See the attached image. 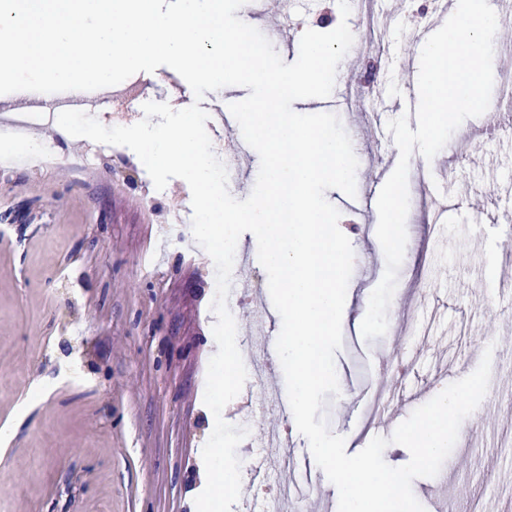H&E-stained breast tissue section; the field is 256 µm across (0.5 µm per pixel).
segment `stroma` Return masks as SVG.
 <instances>
[{"mask_svg":"<svg viewBox=\"0 0 512 512\" xmlns=\"http://www.w3.org/2000/svg\"><path fill=\"white\" fill-rule=\"evenodd\" d=\"M302 29L333 30L336 0H267L250 23L268 32L280 9ZM348 24L356 39L341 60L333 97L355 96L340 121L359 165L356 196L326 197L341 213L354 260L335 353L338 397L323 414L361 451L374 437L393 467L409 451L391 443L396 427L447 385L474 371L485 348L492 365L512 361V290L490 286L512 274L501 252L512 244V135H484L466 119L444 148L408 168L407 243L384 336L367 340L361 323L386 260L377 238V199L399 161L393 138L372 133L373 118L399 117L414 95L418 60L400 58V0H364ZM169 67L144 75L137 90L109 99L102 122L145 102H170ZM55 161L0 171V512H192L202 449L215 424L203 402L211 358L216 272L186 224L169 221L171 179L156 190L129 148L93 152L92 142L56 143ZM231 279L243 304L231 307L238 340L277 339L282 320L257 240L243 233ZM423 335H414V328ZM407 398L386 415L388 388ZM512 433V376L491 382L432 478L413 481L426 512H501L498 485L512 478V446L480 449ZM299 476L316 489L302 512H336L338 491L307 439L288 434Z\"/></svg>","mask_w":512,"mask_h":512,"instance_id":"obj_1","label":"stroma"}]
</instances>
